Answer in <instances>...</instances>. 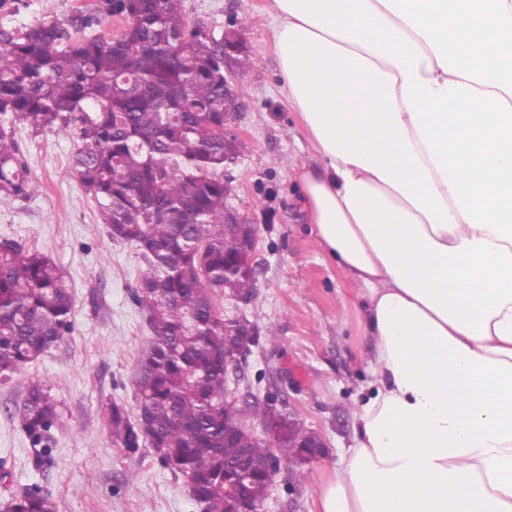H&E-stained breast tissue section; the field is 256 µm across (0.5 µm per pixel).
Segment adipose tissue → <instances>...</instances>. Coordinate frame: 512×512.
<instances>
[{
  "mask_svg": "<svg viewBox=\"0 0 512 512\" xmlns=\"http://www.w3.org/2000/svg\"><path fill=\"white\" fill-rule=\"evenodd\" d=\"M375 365L315 512H512V0H268Z\"/></svg>",
  "mask_w": 512,
  "mask_h": 512,
  "instance_id": "ef3b65f1",
  "label": "adipose tissue"
}]
</instances>
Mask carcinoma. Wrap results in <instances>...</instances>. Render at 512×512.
I'll list each match as a JSON object with an SVG mask.
<instances>
[{"label":"carcinoma","mask_w":512,"mask_h":512,"mask_svg":"<svg viewBox=\"0 0 512 512\" xmlns=\"http://www.w3.org/2000/svg\"><path fill=\"white\" fill-rule=\"evenodd\" d=\"M118 13L122 37L83 31ZM224 90V38L192 26L183 0H98L63 23L0 27V114L31 129L78 131L72 173L96 203L110 237L132 245L142 271L135 299L151 332L136 370L138 413L108 408L112 443L135 459L153 449L183 478L203 512H226L224 485L255 507L267 498L269 448L224 401V294L253 295L256 273L224 281L240 259L224 233V113L242 108ZM31 192L13 133L0 127V197ZM74 299L56 263L16 242L0 243V379L58 345ZM47 381L31 384L20 419L34 470L52 460L60 404ZM8 512H56L34 484Z\"/></svg>","instance_id":"1"}]
</instances>
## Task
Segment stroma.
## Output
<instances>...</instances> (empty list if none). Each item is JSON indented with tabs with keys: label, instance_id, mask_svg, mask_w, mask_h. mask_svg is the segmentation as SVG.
I'll return each instance as SVG.
<instances>
[{
	"label": "stroma",
	"instance_id": "35a3bbf8",
	"mask_svg": "<svg viewBox=\"0 0 512 512\" xmlns=\"http://www.w3.org/2000/svg\"><path fill=\"white\" fill-rule=\"evenodd\" d=\"M96 2L0 0V27L65 21L94 10ZM264 4L184 0V9L207 35L235 30L244 44L229 63L245 107L235 121L242 142L227 205L255 224L259 269L250 302L228 296L223 304L225 317L243 316L257 326L260 342L240 367L238 394L252 401L277 393L278 408L294 413L326 445L305 466L299 486L281 466L259 512H312L318 476L347 456L355 413L374 376L360 324L363 300L299 210L293 170L315 159L277 90ZM0 125L13 129L32 183L28 199L0 198V241L51 257L75 300L70 336L0 382V504L36 482L52 493L58 512H202L153 450L130 460L112 444L107 408L115 402L136 413L135 374L151 333L133 299L140 269L134 248L109 237L95 202L71 174L77 137L35 134L8 115H0ZM36 378L52 382L63 403L53 430L55 463L44 476L29 465L19 417Z\"/></svg>",
	"mask_w": 512,
	"mask_h": 512
}]
</instances>
